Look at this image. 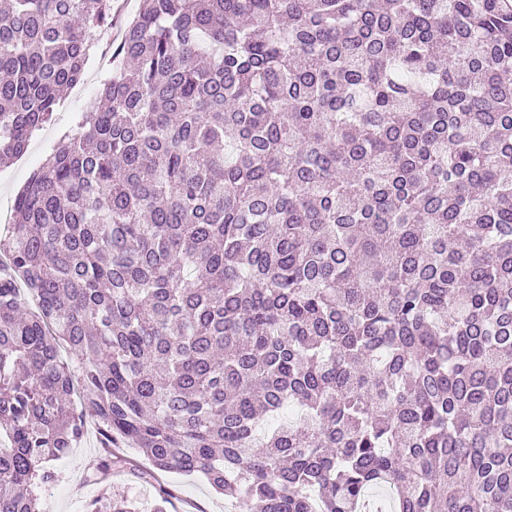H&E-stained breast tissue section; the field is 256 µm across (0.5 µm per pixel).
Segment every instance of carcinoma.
Returning a JSON list of instances; mask_svg holds the SVG:
<instances>
[{"label":"carcinoma","mask_w":512,"mask_h":512,"mask_svg":"<svg viewBox=\"0 0 512 512\" xmlns=\"http://www.w3.org/2000/svg\"><path fill=\"white\" fill-rule=\"evenodd\" d=\"M114 9L0 0V167ZM112 64L0 233V512L88 408L249 512H512V6L141 0Z\"/></svg>","instance_id":"carcinoma-1"}]
</instances>
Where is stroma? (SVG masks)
Here are the masks:
<instances>
[{
    "label": "stroma",
    "mask_w": 512,
    "mask_h": 512,
    "mask_svg": "<svg viewBox=\"0 0 512 512\" xmlns=\"http://www.w3.org/2000/svg\"><path fill=\"white\" fill-rule=\"evenodd\" d=\"M108 51L91 52L83 81L66 90L57 109L56 119L44 127L31 141L26 154L12 165L0 168V212L9 211L17 191L33 169L50 154L54 145L73 129L79 113L97 105L99 89L109 76ZM103 450L95 427L87 433L77 448L61 459L52 461L57 473L55 482L38 487L41 512H77L78 508L104 494L123 496L139 501L150 512L161 490L172 497L168 512H242V505L227 501L217 494L205 477L186 476L177 472H161L136 448L125 449L126 465L112 470L102 481H94Z\"/></svg>",
    "instance_id": "obj_1"
}]
</instances>
